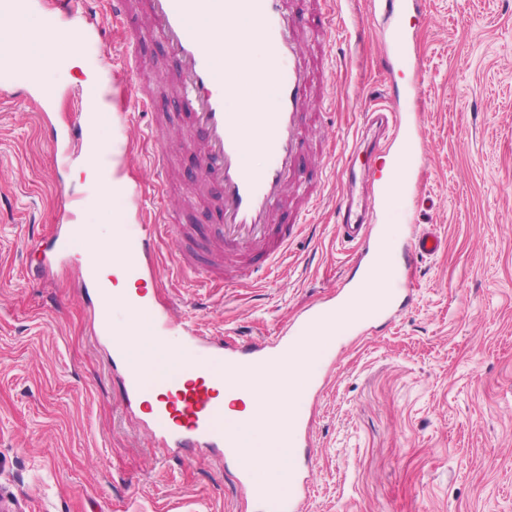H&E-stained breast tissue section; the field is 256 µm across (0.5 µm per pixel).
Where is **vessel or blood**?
<instances>
[{"instance_id": "1", "label": "vessel or blood", "mask_w": 512, "mask_h": 512, "mask_svg": "<svg viewBox=\"0 0 512 512\" xmlns=\"http://www.w3.org/2000/svg\"><path fill=\"white\" fill-rule=\"evenodd\" d=\"M96 0H50L51 7L44 22V34L54 38L62 17L93 15ZM373 9L390 24L392 39L402 51L384 57L382 68L391 73L406 67H418L419 60L411 50L413 37L404 25L405 17L417 7L416 0H371ZM154 27L153 31L166 43L176 57L178 76L189 94L194 122L203 132L198 148V181L202 186L217 188L224 211L223 224L211 233L212 240L223 249L222 258L200 261L193 240L173 239V251L179 267L196 275L203 284L222 283L237 288L253 283L261 273L271 269L288 248L289 241L299 233L305 222L296 215L291 224L277 225V211L289 192L300 190L297 178L301 151L305 146V130L309 125L307 109L312 89V64L302 39L303 26L288 12L286 0H145ZM243 16L255 24L267 68L273 78L275 104L273 111L250 115L232 111L229 99L233 87L227 81L223 61L240 57L238 43L225 38L223 55H216L212 44L199 34L203 20L219 21L223 16ZM416 95L408 90L389 89L374 100L362 114L365 128L387 126L392 130L384 150L393 151L395 168L411 172L417 161L415 139L410 130L417 121L414 106ZM263 130L257 146H250L247 126ZM264 157L262 165L251 161L252 149ZM370 189L380 201L395 197L399 185L394 180L377 181L369 169L349 167L348 188L337 205V226L340 242L353 246L364 255L365 269H373L374 256L380 251L384 227L376 209L364 203L358 187ZM176 217L162 212L160 224H135L127 241L138 251H152L159 229L176 230ZM445 244L433 228L414 234L402 263L440 252ZM399 264L389 263L387 300L373 309L371 317H392L395 301L403 296L406 284ZM150 313L159 333L165 338H179L177 361L173 373L149 382L142 376L125 373L123 384L131 395L156 391V406L150 412V423L163 446L174 448H210L225 463L235 465L238 483L245 496L264 508L278 512H304L310 497L306 468H295L289 480L291 493L283 502L268 497L253 471L240 465V452L228 437L224 424V386L233 391L249 392V376L253 368L270 358L282 356L294 343L288 334L233 346L204 334L194 323L181 321L164 311L140 306ZM371 317L361 318L369 325ZM221 361L224 373H204V359Z\"/></svg>"}]
</instances>
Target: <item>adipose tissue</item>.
<instances>
[{
    "label": "adipose tissue",
    "instance_id": "obj_1",
    "mask_svg": "<svg viewBox=\"0 0 512 512\" xmlns=\"http://www.w3.org/2000/svg\"><path fill=\"white\" fill-rule=\"evenodd\" d=\"M235 34L241 47V59L229 67L228 77L235 86L234 100L244 112H266L270 109L273 86L268 75L261 69L257 39L249 20L224 17L222 24L203 23L200 33L213 40L216 51H223L222 33ZM128 218L125 214L113 215L111 224L78 225L76 238L87 248V267L96 269L98 284L112 293V306L125 310L129 320L115 330L113 342L115 351L124 363L126 371L153 377L166 371L173 363L175 355L171 345L152 335L149 326L135 322L136 310L129 302V294L135 293V277L125 274L124 264L133 269H141V254L129 249L124 241V226Z\"/></svg>",
    "mask_w": 512,
    "mask_h": 512
}]
</instances>
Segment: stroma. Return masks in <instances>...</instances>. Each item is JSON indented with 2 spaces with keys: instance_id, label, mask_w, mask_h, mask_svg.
<instances>
[{
  "instance_id": "obj_1",
  "label": "stroma",
  "mask_w": 512,
  "mask_h": 512,
  "mask_svg": "<svg viewBox=\"0 0 512 512\" xmlns=\"http://www.w3.org/2000/svg\"><path fill=\"white\" fill-rule=\"evenodd\" d=\"M421 8V167L380 221L403 246V211L416 201L417 222L435 225L446 247L404 269L411 300L401 314L369 334L342 324L324 344L311 371L321 392L303 394L299 405L311 452L291 459L309 466L306 512H512V0H422ZM339 16L344 33L307 42L316 71L300 174L316 202L287 256L259 285L242 288L197 284L165 240L145 256L155 306L210 335L259 339L297 328L355 268L356 255L337 239L345 145L369 99L409 73L380 69L389 46L366 0H341ZM63 28L75 39L55 42L54 54L71 65L46 74L55 93L48 112L26 99L23 84L12 89L15 101L0 100V506L259 512L240 496L232 467L204 448L163 452L141 425L145 411L126 395L112 342L92 325L75 277L80 241L51 261L56 282L27 275L36 243L59 225L56 171L67 193L85 201L83 224L111 223L116 212L139 224L168 209L193 231L220 221L183 147L191 115L166 46L146 43L141 64L120 76L110 60L126 31L109 13L97 28L78 18ZM90 79L111 89L118 113L128 88L152 94L151 115L98 126L100 150L119 133L131 145L123 172L132 195L97 197L76 173L78 149L60 163L49 145V128L75 119L76 95ZM362 134L369 146L380 136Z\"/></svg>"
}]
</instances>
